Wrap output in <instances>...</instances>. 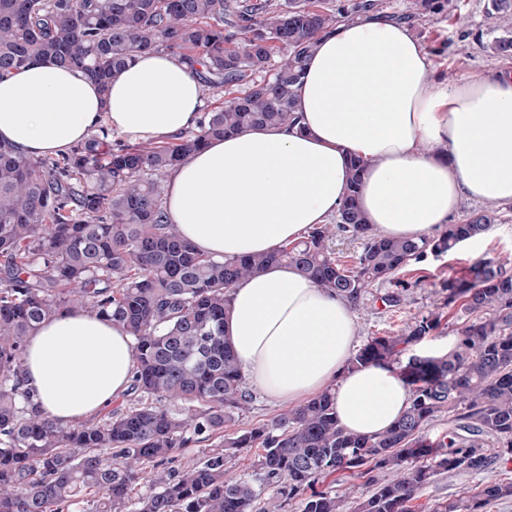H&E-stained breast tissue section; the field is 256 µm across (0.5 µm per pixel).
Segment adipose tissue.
Here are the masks:
<instances>
[{"label": "adipose tissue", "mask_w": 512, "mask_h": 512, "mask_svg": "<svg viewBox=\"0 0 512 512\" xmlns=\"http://www.w3.org/2000/svg\"><path fill=\"white\" fill-rule=\"evenodd\" d=\"M411 27L367 17L322 35L298 86L292 126L209 140L169 175L163 206L200 253L239 257L297 242L336 215L351 157L365 160L359 203L393 238L450 223L463 200L512 202V69L451 80L431 75ZM207 107L196 70L149 52L101 93L82 71L50 59L0 77V141L28 156L58 155L99 127L131 142L199 125ZM225 334L249 386L295 407L331 391L348 431L372 435L409 406L396 365H349L353 307L294 267L274 264L237 282ZM131 338L75 309L28 338L25 386L62 424L88 418L131 384Z\"/></svg>", "instance_id": "adipose-tissue-1"}]
</instances>
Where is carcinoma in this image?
I'll return each mask as SVG.
<instances>
[{
	"label": "carcinoma",
	"instance_id": "obj_1",
	"mask_svg": "<svg viewBox=\"0 0 512 512\" xmlns=\"http://www.w3.org/2000/svg\"><path fill=\"white\" fill-rule=\"evenodd\" d=\"M0 0V76L37 58L82 69L104 94L139 54L167 50L192 64L224 106L173 142L115 146L106 131L58 158L22 156L0 142V512H344L327 479L356 475L373 487L358 512H410L443 470L471 476L512 460V270L475 261L444 283L443 305L470 316L452 350L411 353L441 321L414 316L396 333L370 336L353 367L394 363L412 395L386 430L345 431L327 390L281 413L271 426L224 437L252 396L225 338L230 291L273 264L294 266L319 287L360 306L367 288L427 255L489 231L491 210L473 211L434 238H388L365 223L351 180L334 223L270 253L215 258L182 239L163 207L164 180L210 138L253 127L294 125L295 95L318 37L355 15L412 24L457 15L458 0ZM512 57V34L487 45ZM274 73L265 77L273 55ZM361 241L353 265L332 240ZM85 309L132 338L134 378L120 405L62 425L24 388L28 336L65 310ZM448 412V431L427 425ZM262 448L252 479L230 474L244 449ZM200 458L183 459L187 448ZM391 471L392 479L378 473ZM512 498V482L465 487L433 512H484Z\"/></svg>",
	"mask_w": 512,
	"mask_h": 512
}]
</instances>
